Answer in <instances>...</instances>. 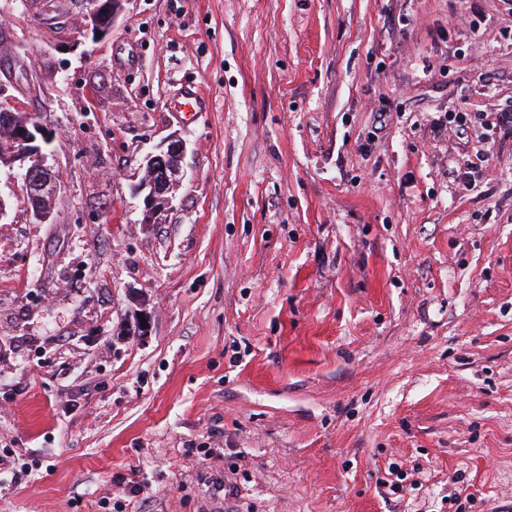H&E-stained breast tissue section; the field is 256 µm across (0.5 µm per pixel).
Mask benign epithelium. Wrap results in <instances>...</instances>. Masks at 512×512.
Masks as SVG:
<instances>
[{
	"label": "benign epithelium",
	"instance_id": "7a95c632",
	"mask_svg": "<svg viewBox=\"0 0 512 512\" xmlns=\"http://www.w3.org/2000/svg\"><path fill=\"white\" fill-rule=\"evenodd\" d=\"M123 0H45L43 6L56 17H65L74 4L82 8L85 26L95 33L107 34L122 10ZM0 83V168L17 171L23 180L29 219L40 224L54 221L59 193L55 173L43 163V146L50 144L44 115L29 114L26 123L17 122L15 109L4 100ZM183 142L172 140L166 150L146 157V175L133 186L142 199L146 225L162 223V215L172 207L173 194L182 177Z\"/></svg>",
	"mask_w": 512,
	"mask_h": 512
}]
</instances>
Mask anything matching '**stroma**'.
Segmentation results:
<instances>
[{"mask_svg": "<svg viewBox=\"0 0 512 512\" xmlns=\"http://www.w3.org/2000/svg\"><path fill=\"white\" fill-rule=\"evenodd\" d=\"M81 22L0 0L61 179L36 224L0 170V512H134L133 468L147 512H512V138L469 188L474 136L436 124L512 110V0ZM175 137L148 227L132 186ZM183 154V142L175 139L166 150L146 157V175L133 186V193L142 199V224H162L161 216L172 207L182 177Z\"/></svg>", "mask_w": 512, "mask_h": 512, "instance_id": "obj_1", "label": "stroma"}]
</instances>
